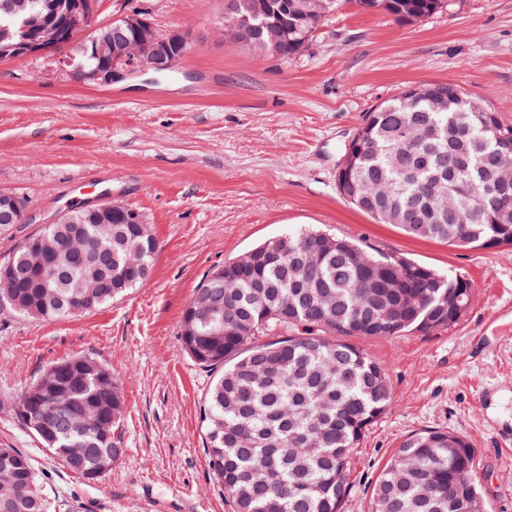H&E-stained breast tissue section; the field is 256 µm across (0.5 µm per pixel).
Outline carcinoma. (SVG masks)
Instances as JSON below:
<instances>
[{"instance_id": "carcinoma-1", "label": "carcinoma", "mask_w": 512, "mask_h": 512, "mask_svg": "<svg viewBox=\"0 0 512 512\" xmlns=\"http://www.w3.org/2000/svg\"><path fill=\"white\" fill-rule=\"evenodd\" d=\"M0 0V19L41 18L30 35L54 49L68 48L88 69L112 65L93 53L102 35L126 57L141 53L133 28L118 19L72 34L70 0ZM254 18L249 0H226L224 38L235 20L242 45L260 57L288 29L280 58L307 48L313 32L346 9L401 21L412 6L433 16L447 0H332L320 11L312 0H267ZM373 126L357 144V157L336 171V191L382 224L409 237L450 246H512V188L493 177L512 167V123L484 107L438 112L428 99L406 106L401 97L371 112ZM419 125L443 130L433 139ZM70 224H49L9 258L0 274V308L34 319L93 312L149 276L160 249L145 227L114 218L98 223L84 207L67 212ZM228 262L197 289L181 320L187 356L216 373L205 395L202 429L214 483L236 512H342L352 453L368 427L389 408L392 388L384 364L348 338H392L444 330L448 293L473 284L397 255L373 254L334 233L293 227ZM315 258L300 263L302 250ZM55 408L62 421L37 425L22 409ZM14 414L42 447L66 451L76 473L125 451L124 401L112 373L89 357L48 364L18 397ZM475 451L461 436L427 430L407 437L380 474L373 501L386 512H486L476 482ZM58 512L72 506L51 498L32 463L17 448H0V510Z\"/></svg>"}]
</instances>
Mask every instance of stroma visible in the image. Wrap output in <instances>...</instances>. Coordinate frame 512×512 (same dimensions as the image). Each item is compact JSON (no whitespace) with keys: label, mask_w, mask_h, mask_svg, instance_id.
<instances>
[{"label":"stroma","mask_w":512,"mask_h":512,"mask_svg":"<svg viewBox=\"0 0 512 512\" xmlns=\"http://www.w3.org/2000/svg\"><path fill=\"white\" fill-rule=\"evenodd\" d=\"M224 3L104 0L101 22L122 7L146 14L158 34L191 32L174 80L89 84L56 51L0 59V193L25 198L31 217L0 225V262L22 237L98 202L104 187L161 243L143 285L98 311L33 320L0 309V448L30 456L48 491L77 512H233L210 477L200 429L213 375L185 354L181 318L214 269L302 224L474 286L448 329L358 339L387 365L393 400L353 453L342 512H372L373 487L400 444L437 429L474 448L488 512H512V246L413 239L336 191L348 139L405 85L456 84L512 121V0H453L414 26L349 9L287 62L225 42ZM75 356L108 365L126 404L127 451L95 481L42 448L13 413L49 362Z\"/></svg>","instance_id":"obj_1"}]
</instances>
